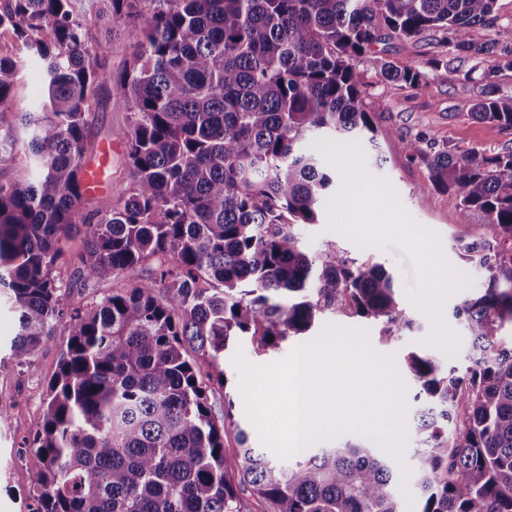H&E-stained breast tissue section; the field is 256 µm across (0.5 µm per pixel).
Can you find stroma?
<instances>
[{
  "mask_svg": "<svg viewBox=\"0 0 512 512\" xmlns=\"http://www.w3.org/2000/svg\"><path fill=\"white\" fill-rule=\"evenodd\" d=\"M383 59L398 67L423 68L426 61L441 53L442 48L429 37L406 39L392 36L383 44ZM474 61L453 62L448 68L428 72L424 84L416 90L388 81L366 63H356L355 69L365 91L367 104H378L374 122L376 138L385 157L382 166H368L370 175L386 180L399 201L421 226L438 234L446 260L456 270L482 282V270L464 265L455 239L475 236L480 232L481 216H473L469 226L458 223L456 206L446 194L428 190L430 171L425 158L409 157L401 148L402 141L425 140L436 147L476 148L498 152L512 146V137L496 126L474 120L472 106L480 91L479 74ZM96 141L103 150L107 174L106 191L89 196L88 207L104 208L116 202L120 189L129 182L125 150L117 133L126 127L129 112L120 97H109L100 91L94 107ZM301 238L311 252L333 248L340 254L359 261L382 263L393 275L398 298L409 318L415 323L411 332L399 340L380 339L377 328L368 320L342 314H326L316 322L312 333L320 335L329 325L366 330L372 347L379 353L393 356L399 376H406L404 356L411 350H426L431 323L428 317L409 299L408 287L414 286V268L407 254L394 245L386 248H362L339 231L330 229L328 211H321L319 221L302 226ZM16 332V319L8 307H0V408L7 417L0 422V512H32L35 488L33 475L41 468V459L26 447L27 442L42 427L48 384L55 376L66 350L64 331L44 339L30 366L19 367L6 355ZM243 349L248 360L256 365L272 363L271 355L259 350L251 336H241L229 342L224 351L225 381H212L207 391L208 402L215 418L231 414L248 434L251 447H261L259 434L249 420L245 403L238 389V374L231 363L236 349Z\"/></svg>",
  "mask_w": 512,
  "mask_h": 512,
  "instance_id": "obj_1",
  "label": "stroma"
}]
</instances>
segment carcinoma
I'll return each instance as SVG.
<instances>
[{
  "mask_svg": "<svg viewBox=\"0 0 512 512\" xmlns=\"http://www.w3.org/2000/svg\"><path fill=\"white\" fill-rule=\"evenodd\" d=\"M107 26L135 51L120 81L130 111L120 132L130 182L116 205L86 208L94 151L92 101L112 82L71 0H0L17 51L0 56V302L16 314L9 358L31 364L58 328L67 350L30 441L43 459L33 512H243L224 471V432L207 390L229 340L260 336L267 354L325 312L352 314L391 338L413 326L378 262L312 253L298 227L318 223L333 183L315 137H366L375 124L354 61L419 88L426 75L382 60L387 29L431 35L456 59L483 64L471 115L512 135V33L475 42L496 0H104ZM44 71L39 104L23 109L25 68ZM428 188L455 201L462 258L484 271L456 316L472 365L460 375L412 353L420 512H512V148H441ZM83 230L79 278H112L100 301L68 308L56 273ZM193 348L198 358L185 356ZM456 434L448 435L449 428ZM239 471L273 512H402L398 461L346 443L274 461L237 430Z\"/></svg>",
  "mask_w": 512,
  "mask_h": 512,
  "instance_id": "carcinoma-1",
  "label": "carcinoma"
}]
</instances>
